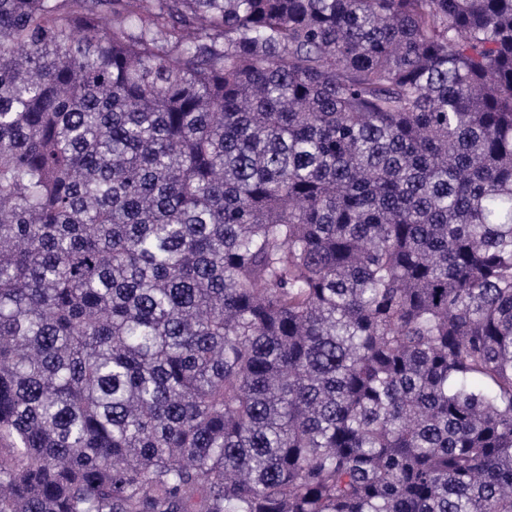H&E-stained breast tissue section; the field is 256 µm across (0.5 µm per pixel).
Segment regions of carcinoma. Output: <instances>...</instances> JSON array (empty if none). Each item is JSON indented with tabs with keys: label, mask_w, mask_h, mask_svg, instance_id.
I'll use <instances>...</instances> for the list:
<instances>
[{
	"label": "carcinoma",
	"mask_w": 512,
	"mask_h": 512,
	"mask_svg": "<svg viewBox=\"0 0 512 512\" xmlns=\"http://www.w3.org/2000/svg\"><path fill=\"white\" fill-rule=\"evenodd\" d=\"M0 512H512V0H0Z\"/></svg>",
	"instance_id": "carcinoma-1"
}]
</instances>
